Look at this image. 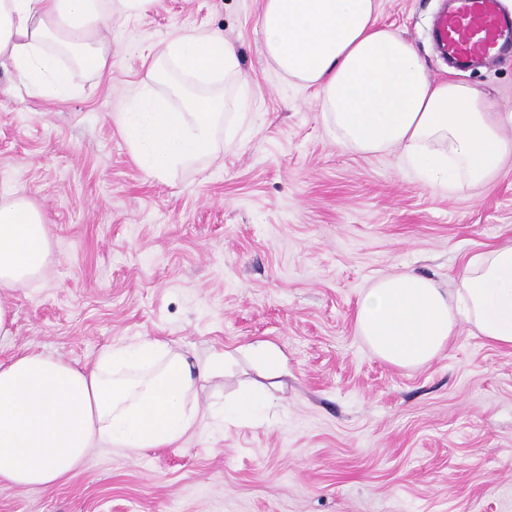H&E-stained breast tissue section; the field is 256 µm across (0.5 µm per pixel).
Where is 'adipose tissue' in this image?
I'll use <instances>...</instances> for the list:
<instances>
[{
	"label": "adipose tissue",
	"instance_id": "ef3b65f1",
	"mask_svg": "<svg viewBox=\"0 0 512 512\" xmlns=\"http://www.w3.org/2000/svg\"><path fill=\"white\" fill-rule=\"evenodd\" d=\"M155 0H0V63L46 99L79 94L70 68L110 65L103 30L113 14H140ZM379 0H264L263 52L286 78L314 87L333 134L357 151H395L432 191L488 187L512 172V110L458 80L432 79L414 44L377 22ZM203 82L239 77L236 45L217 33L169 38L157 52ZM221 106L182 109L133 97L114 123L136 161L155 177L213 147ZM47 218L23 197L0 200V336L15 321L12 292L43 272ZM373 353L398 367L435 358L467 323L491 344L512 349V245L469 257L456 288L401 273L378 280L355 315ZM245 358L269 375L280 347L256 341L190 361L161 341L113 348L91 368L24 352L0 362V487L53 488L74 478L91 448L116 453L176 445L198 421L189 405L198 382Z\"/></svg>",
	"mask_w": 512,
	"mask_h": 512
}]
</instances>
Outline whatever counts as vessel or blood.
I'll return each instance as SVG.
<instances>
[{"label": "vessel or blood", "mask_w": 512, "mask_h": 512, "mask_svg": "<svg viewBox=\"0 0 512 512\" xmlns=\"http://www.w3.org/2000/svg\"><path fill=\"white\" fill-rule=\"evenodd\" d=\"M497 0H457L453 14H440L434 38L457 63L488 57L495 49L512 48V19L501 15Z\"/></svg>", "instance_id": "b4317fda"}]
</instances>
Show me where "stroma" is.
Instances as JSON below:
<instances>
[{
  "label": "stroma",
  "instance_id": "stroma-1",
  "mask_svg": "<svg viewBox=\"0 0 512 512\" xmlns=\"http://www.w3.org/2000/svg\"><path fill=\"white\" fill-rule=\"evenodd\" d=\"M445 0H380L378 22L412 41L432 78L512 110V53L457 68L433 40ZM263 0H158L113 18L112 66L72 67L85 95L37 98L0 66V198L47 216L43 275L15 289L0 361L40 352L92 366L158 339L189 359L256 341L288 357L260 423L223 422L225 399L264 378L238 359L198 383L196 428L178 447L92 449L53 489L0 488V512H512V351L461 324L421 367L388 364L358 335L361 293L414 272L454 287L467 258L512 243V174L434 194L397 153L341 145L311 88L262 51ZM218 32L241 78L194 84L232 102L257 86L251 118L191 165L156 178L112 121L150 92L180 108L175 69L153 48Z\"/></svg>",
  "mask_w": 512,
  "mask_h": 512
}]
</instances>
